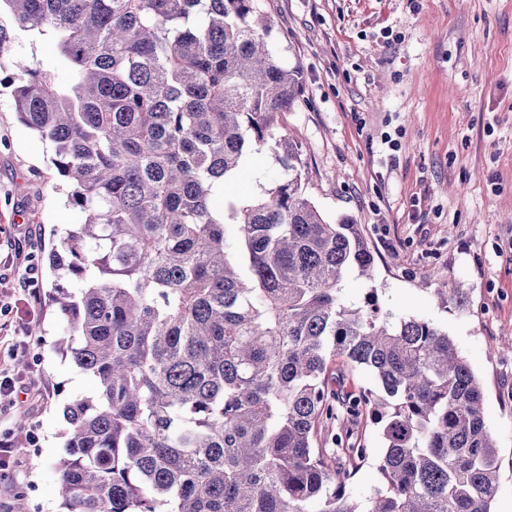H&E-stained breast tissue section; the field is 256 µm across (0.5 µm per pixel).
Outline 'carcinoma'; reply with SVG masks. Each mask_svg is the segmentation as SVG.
I'll return each instance as SVG.
<instances>
[{
    "label": "carcinoma",
    "instance_id": "carcinoma-1",
    "mask_svg": "<svg viewBox=\"0 0 512 512\" xmlns=\"http://www.w3.org/2000/svg\"><path fill=\"white\" fill-rule=\"evenodd\" d=\"M0 2V57L17 32H50L73 73L0 78L85 215L49 254L84 282L54 298L59 349L97 382L64 409V512H491L485 394L452 340L342 298L374 255L306 194L280 127L301 73L274 59L255 0ZM262 150L285 178L235 194ZM338 360L378 388L346 391ZM364 410L386 451L382 487L358 500Z\"/></svg>",
    "mask_w": 512,
    "mask_h": 512
}]
</instances>
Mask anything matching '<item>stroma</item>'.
<instances>
[{
  "mask_svg": "<svg viewBox=\"0 0 512 512\" xmlns=\"http://www.w3.org/2000/svg\"><path fill=\"white\" fill-rule=\"evenodd\" d=\"M271 20L274 58L299 68L302 95L282 118L303 151L306 192L333 223L358 224L375 276L350 271L345 299L376 295L394 317L446 331L485 391L499 458L493 512L512 505V0H257ZM56 39L23 33L0 63L40 61L71 79ZM401 144L389 162L383 141ZM50 144L0 94V374L15 381L0 401V435L23 438L18 462L0 470V512H59L56 464L65 454V404L92 395L94 380L57 348L68 327L52 302L48 254L83 223L51 163ZM281 164L265 151L236 188L273 185ZM39 335H31V328ZM26 341L25 353L15 351ZM368 461L349 489L381 486L384 453L372 417L356 425Z\"/></svg>",
  "mask_w": 512,
  "mask_h": 512,
  "instance_id": "stroma-1",
  "label": "stroma"
}]
</instances>
